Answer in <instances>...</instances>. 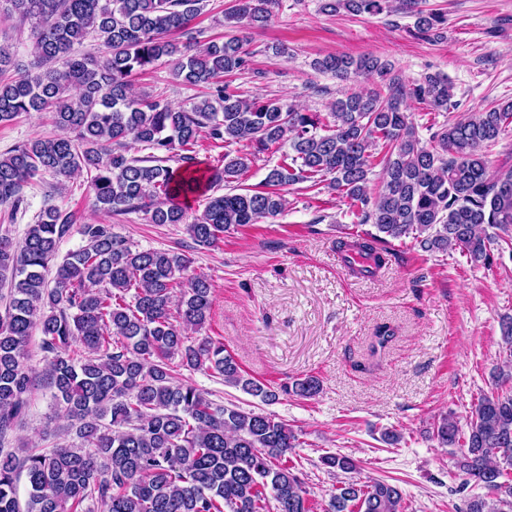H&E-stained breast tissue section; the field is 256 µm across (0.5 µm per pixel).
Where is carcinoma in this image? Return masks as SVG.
Listing matches in <instances>:
<instances>
[{"label":"carcinoma","instance_id":"obj_1","mask_svg":"<svg viewBox=\"0 0 512 512\" xmlns=\"http://www.w3.org/2000/svg\"><path fill=\"white\" fill-rule=\"evenodd\" d=\"M34 24L39 71L15 68L0 82V125L31 112L47 113L57 132L0 154V208L15 211L26 184L44 172L86 176L96 205L108 214L142 212L153 224H182L185 200L209 189L203 211L187 230L198 246L217 248L224 233L287 209L284 188L331 175L328 187L361 205V223L374 228L342 237L344 256L363 260L359 273L380 267L386 244L410 233L425 252L460 250L488 262L491 245L512 256V169L489 172L483 149L512 125V102L448 119L425 144L404 105L411 96L439 115L453 97L448 79L427 75L404 85L392 65L373 56L328 55L315 61L342 82L376 74L385 88L346 92L330 121L278 98L247 97L232 76L248 64L245 36L197 41L193 22L203 0H5ZM279 0H233L224 23L267 25ZM327 13L380 14L393 0H322ZM415 28L431 34L445 18L415 10ZM182 40L176 41L172 36ZM96 53H77L87 37ZM166 60L176 79L206 89L189 109L137 95L131 77ZM240 143L224 167L201 168L188 154L202 132ZM150 150L125 154L127 140ZM385 141L387 152L374 153ZM290 143L268 169L263 190L216 194L272 146ZM182 165H167L174 156ZM381 168L383 185L368 191ZM77 223L47 205L25 237L0 235V442L22 420L32 381L25 371L32 330L41 333L46 386L70 421L76 445L32 448L19 457L0 447V512H312L301 472L288 454L298 434L283 421L208 397L183 371H204L265 404L279 392L311 398L313 375L277 391L245 376L224 343L194 339L210 318L213 291L190 260L162 249L132 248L110 224ZM496 229L494 235L486 227ZM77 232L82 245L49 277L61 241ZM508 370L491 375L466 420L442 417L433 436L460 447L456 467L493 499H474L465 512H512V316L501 323ZM329 472L354 473L359 460L327 452ZM25 480L27 500L18 484ZM400 488L375 479L344 481L325 512H401Z\"/></svg>","mask_w":512,"mask_h":512}]
</instances>
